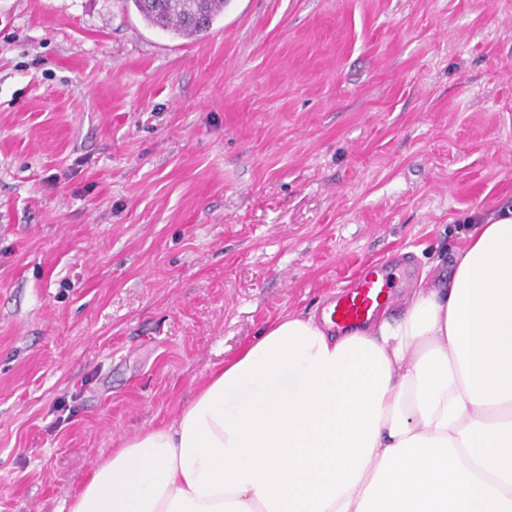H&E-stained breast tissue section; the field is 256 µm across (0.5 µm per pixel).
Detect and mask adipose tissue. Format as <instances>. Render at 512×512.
<instances>
[{"instance_id":"adipose-tissue-1","label":"adipose tissue","mask_w":512,"mask_h":512,"mask_svg":"<svg viewBox=\"0 0 512 512\" xmlns=\"http://www.w3.org/2000/svg\"><path fill=\"white\" fill-rule=\"evenodd\" d=\"M67 512H512V209L399 313L276 318Z\"/></svg>"}]
</instances>
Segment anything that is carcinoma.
<instances>
[{
	"label": "carcinoma",
	"instance_id": "obj_1",
	"mask_svg": "<svg viewBox=\"0 0 512 512\" xmlns=\"http://www.w3.org/2000/svg\"><path fill=\"white\" fill-rule=\"evenodd\" d=\"M150 27L161 28L181 37L209 32L223 15L227 0H130Z\"/></svg>",
	"mask_w": 512,
	"mask_h": 512
}]
</instances>
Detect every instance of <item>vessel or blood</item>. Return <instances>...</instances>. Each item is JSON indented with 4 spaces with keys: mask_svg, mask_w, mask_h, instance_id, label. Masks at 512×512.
Here are the masks:
<instances>
[{
    "mask_svg": "<svg viewBox=\"0 0 512 512\" xmlns=\"http://www.w3.org/2000/svg\"><path fill=\"white\" fill-rule=\"evenodd\" d=\"M390 299L387 277L373 267H366L356 282L336 299L331 319L341 328L369 320Z\"/></svg>",
    "mask_w": 512,
    "mask_h": 512,
    "instance_id": "obj_1",
    "label": "vessel or blood"
}]
</instances>
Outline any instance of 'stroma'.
I'll return each mask as SVG.
<instances>
[{"label": "stroma", "instance_id": "1", "mask_svg": "<svg viewBox=\"0 0 512 512\" xmlns=\"http://www.w3.org/2000/svg\"><path fill=\"white\" fill-rule=\"evenodd\" d=\"M512 205V0H0V512L364 267L393 304ZM147 26L181 37L209 32L227 0H128Z\"/></svg>", "mask_w": 512, "mask_h": 512}]
</instances>
